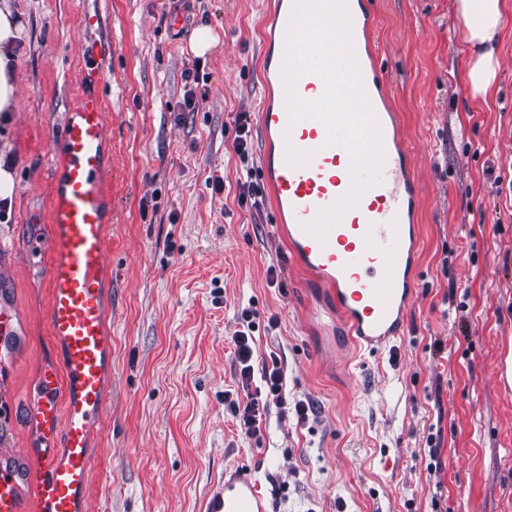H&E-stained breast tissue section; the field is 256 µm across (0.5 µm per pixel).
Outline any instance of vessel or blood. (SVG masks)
Returning <instances> with one entry per match:
<instances>
[{
    "mask_svg": "<svg viewBox=\"0 0 512 512\" xmlns=\"http://www.w3.org/2000/svg\"><path fill=\"white\" fill-rule=\"evenodd\" d=\"M296 0H272L261 61L267 96L260 106L261 171L275 222L284 230L293 258L331 289L338 313L367 343L395 336L415 289L419 246L413 224L419 191L411 178L394 113L384 108V82L371 50L361 47L373 25L368 0H345L349 15V70L378 129L382 163L377 179L330 224L324 237L308 232L352 186L353 158L341 144H328L321 120L293 117L289 94L320 98L326 82L305 73L287 86L282 69ZM108 48L89 41L84 50L83 95L60 131L61 166L54 173L48 239L34 245L49 256L47 324L53 358L38 372L29 396L36 442L28 453L39 467L28 481L0 448V512H81L79 495L92 466L91 436L106 407L112 371V334L106 324L108 211L104 143L107 115L97 84ZM224 512H268L248 473L224 486Z\"/></svg>",
    "mask_w": 512,
    "mask_h": 512,
    "instance_id": "obj_1",
    "label": "vessel or blood"
}]
</instances>
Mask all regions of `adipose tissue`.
I'll use <instances>...</instances> for the list:
<instances>
[{"label":"adipose tissue","instance_id":"ef3b65f1","mask_svg":"<svg viewBox=\"0 0 512 512\" xmlns=\"http://www.w3.org/2000/svg\"><path fill=\"white\" fill-rule=\"evenodd\" d=\"M455 8L474 49L466 79L472 96L483 99L497 78L494 40L504 24V2L455 0ZM26 27L14 0H0V121L9 120L16 109L15 72Z\"/></svg>","mask_w":512,"mask_h":512}]
</instances>
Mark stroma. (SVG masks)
<instances>
[{
  "label": "stroma",
  "instance_id": "35a3bbf8",
  "mask_svg": "<svg viewBox=\"0 0 512 512\" xmlns=\"http://www.w3.org/2000/svg\"><path fill=\"white\" fill-rule=\"evenodd\" d=\"M371 2L420 242L403 329L376 353L336 321L269 207L238 204L237 113L250 115L253 153L263 147L267 0H15L27 37L18 110L0 126L16 182L0 206V302L19 316L0 354V448L34 441L26 401L53 347L46 265L28 254L50 234L52 146L79 100L85 40L110 49L112 376L83 512H224V484L245 468L269 512H512V387L500 377L512 352V0L483 100L468 90L454 0ZM175 14L184 25L170 26ZM201 25L219 44L198 57ZM191 88L201 100L188 112ZM245 308L257 314L252 364L279 362L287 399L251 437L224 408L245 397L231 343ZM299 400L316 408L302 424Z\"/></svg>",
  "mask_w": 512,
  "mask_h": 512
}]
</instances>
